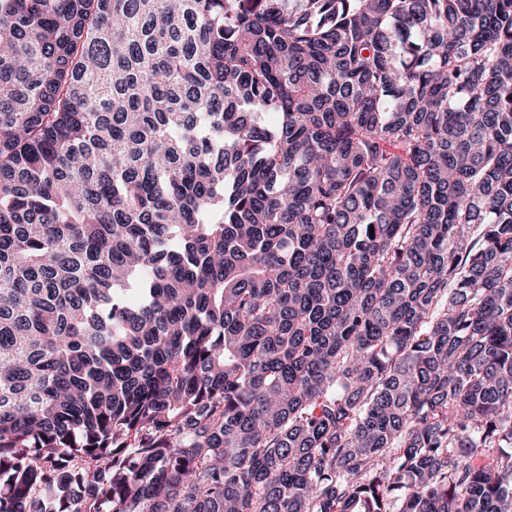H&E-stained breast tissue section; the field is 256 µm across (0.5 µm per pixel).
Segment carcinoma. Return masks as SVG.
Here are the masks:
<instances>
[{
	"mask_svg": "<svg viewBox=\"0 0 512 512\" xmlns=\"http://www.w3.org/2000/svg\"><path fill=\"white\" fill-rule=\"evenodd\" d=\"M509 448L512 0H0V512H512Z\"/></svg>",
	"mask_w": 512,
	"mask_h": 512,
	"instance_id": "1",
	"label": "carcinoma"
}]
</instances>
